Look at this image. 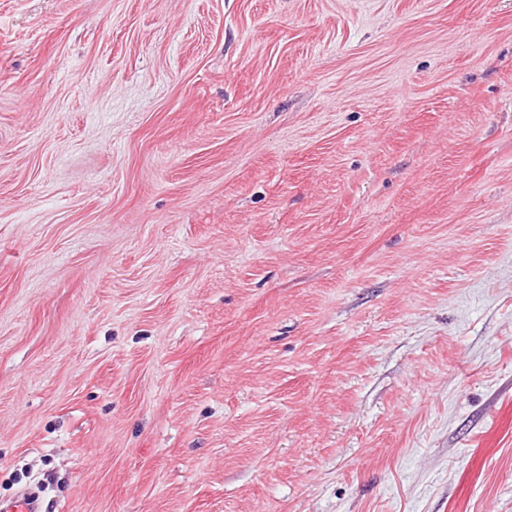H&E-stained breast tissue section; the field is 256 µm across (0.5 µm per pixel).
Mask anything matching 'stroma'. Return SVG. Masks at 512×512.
Returning a JSON list of instances; mask_svg holds the SVG:
<instances>
[{
  "mask_svg": "<svg viewBox=\"0 0 512 512\" xmlns=\"http://www.w3.org/2000/svg\"><path fill=\"white\" fill-rule=\"evenodd\" d=\"M512 512V0H0V502Z\"/></svg>",
  "mask_w": 512,
  "mask_h": 512,
  "instance_id": "35a3bbf8",
  "label": "stroma"
}]
</instances>
